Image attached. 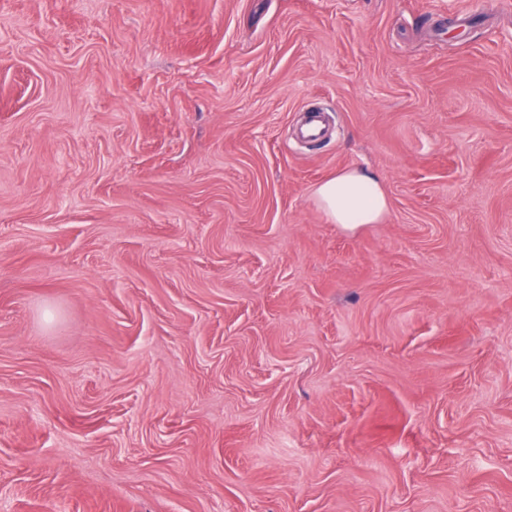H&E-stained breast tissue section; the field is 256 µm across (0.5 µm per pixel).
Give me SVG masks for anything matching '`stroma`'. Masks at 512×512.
I'll return each mask as SVG.
<instances>
[{"label":"stroma","mask_w":512,"mask_h":512,"mask_svg":"<svg viewBox=\"0 0 512 512\" xmlns=\"http://www.w3.org/2000/svg\"><path fill=\"white\" fill-rule=\"evenodd\" d=\"M0 512H512V0H0ZM318 205L333 224L356 232L378 224L387 213L388 200L380 182L368 172L353 168L339 171L314 191Z\"/></svg>","instance_id":"35a3bbf8"}]
</instances>
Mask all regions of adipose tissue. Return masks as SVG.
<instances>
[{
	"label": "adipose tissue",
	"mask_w": 512,
	"mask_h": 512,
	"mask_svg": "<svg viewBox=\"0 0 512 512\" xmlns=\"http://www.w3.org/2000/svg\"><path fill=\"white\" fill-rule=\"evenodd\" d=\"M314 197L328 219L349 232L379 223L388 210L387 196L380 182L357 168L337 172L322 182L315 189Z\"/></svg>",
	"instance_id": "1"
}]
</instances>
